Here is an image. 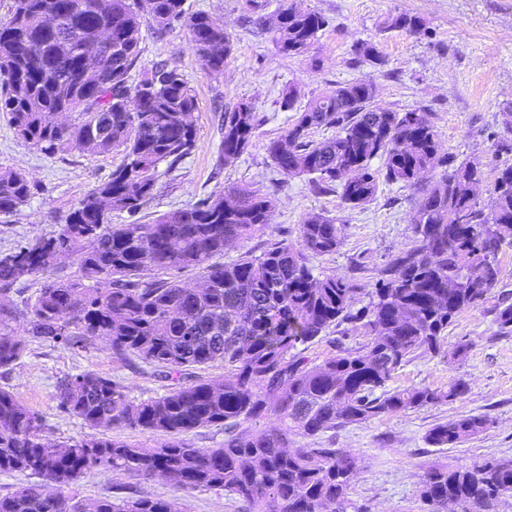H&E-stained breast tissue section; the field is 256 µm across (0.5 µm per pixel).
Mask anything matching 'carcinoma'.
Listing matches in <instances>:
<instances>
[{
	"instance_id": "obj_1",
	"label": "carcinoma",
	"mask_w": 512,
	"mask_h": 512,
	"mask_svg": "<svg viewBox=\"0 0 512 512\" xmlns=\"http://www.w3.org/2000/svg\"><path fill=\"white\" fill-rule=\"evenodd\" d=\"M186 0H13L0 20V112L17 136L46 154L81 147L123 159L49 236L0 254V289L48 273L62 255L77 260L74 275L47 277L23 307L0 298V369L26 350L11 322L27 319L28 334L44 342L80 346L94 338L119 362L136 358L167 382L164 394L132 399L125 386L87 371L60 383V407L103 437L71 440L56 448L41 435L43 418L0 389V472L36 474L56 492L23 484L0 496V512H184L174 500L139 496L92 502L65 492L98 467L195 491H222L245 512H348L355 458L342 448H294L293 437L315 438L349 424L452 401L467 390H390L392 374L414 355L435 351L453 318L483 302L498 282L497 255L512 244V164L497 173L487 203L473 187L481 171L466 161L448 166L430 113L397 112L372 105L370 78L338 83L295 107L292 92L281 106L294 122L266 144L267 158L285 177L306 176L321 194L341 191L343 204L374 199L380 183L417 187L428 173L410 223L415 242L392 254L360 308L361 288L347 275H314L309 256L335 253L341 228L318 215L299 225L298 239L268 242L219 262L224 250L270 228L274 199L248 185L162 213L145 223L113 224L112 211L134 216L152 199L160 165L175 170L196 145L191 115L195 97L179 69L157 62L131 86L127 76L140 56V22L148 17L162 34L184 24L202 69L217 74L231 52L224 28L205 13L189 14ZM252 25L269 35L279 53L307 51L329 26L317 10L280 0H246ZM104 29L112 48L89 39ZM384 29L425 31L415 15H399ZM69 112L67 123L53 121ZM258 128L245 103L224 112L219 163L247 150ZM335 134L310 138L316 129ZM381 160L378 168L372 161ZM31 197L21 172L0 175V215ZM192 268L190 287L166 278ZM370 339L364 350L339 348L315 364L299 346L338 327L358 326ZM220 366L224 373L205 377ZM268 427H258L262 421ZM482 416L433 426L426 442L457 448L481 433ZM125 426L160 436L147 447L105 437ZM224 429L218 448H197L186 435ZM512 493V458L473 467L435 466L420 481L430 512H493Z\"/></svg>"
}]
</instances>
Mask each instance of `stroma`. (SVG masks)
I'll use <instances>...</instances> for the list:
<instances>
[{
  "label": "stroma",
  "instance_id": "1",
  "mask_svg": "<svg viewBox=\"0 0 512 512\" xmlns=\"http://www.w3.org/2000/svg\"><path fill=\"white\" fill-rule=\"evenodd\" d=\"M304 9L330 19L308 52L279 55L268 38L247 21L245 0H186L189 12L207 13L222 25L232 52L222 72L205 74L188 30L181 25L157 33L142 23L140 58L128 77L136 85L159 61L176 65L191 87L196 109V146L177 169L160 173L154 197L138 214L152 216L196 203L234 184L276 188L271 224L278 239L296 241L298 226L314 214L335 219L343 243L336 253L313 256L318 276H354L364 293L372 288L391 253L413 238L409 218L419 197L413 187L381 186L374 200L349 208L338 194H314L307 178L279 181L267 158L266 143L291 124L282 96L294 89L298 104L337 83L359 77L374 81L377 106L397 112L428 109L451 163H479L483 181L479 201H486L496 169L505 161L498 141H512L504 114L512 111V0H296ZM399 14L423 19L425 31L412 34L384 29ZM368 41L383 57L382 65L352 66V48ZM245 103L259 119L249 148L231 166L217 165L219 117ZM121 154L72 149L45 154L22 142L6 115L0 114V173L27 175L34 186L28 203L0 215V253L35 237L52 234L66 215L110 176ZM499 280L484 303L458 313L439 351L420 353L397 369L388 389L428 387L444 391L454 379L468 382V391L453 401L398 412L329 431L316 439L295 437L298 448H342L357 460L358 474L349 498L357 512H427L419 482L434 464L474 466L512 458V333H501L497 309L512 304V246L497 256ZM465 352H458L459 344ZM93 371L126 387L131 398L163 394L161 382L141 361L121 363L96 339L85 347L28 340L23 357L0 372V388L43 418L42 436L51 444L91 439L94 431L59 407V382L67 375ZM470 415L488 420L486 429L457 448H435L426 433L434 425ZM80 497L148 495L181 502L186 512H242L240 503L220 492L188 491L159 479H145L109 468L83 474L74 486Z\"/></svg>",
  "mask_w": 512,
  "mask_h": 512
}]
</instances>
